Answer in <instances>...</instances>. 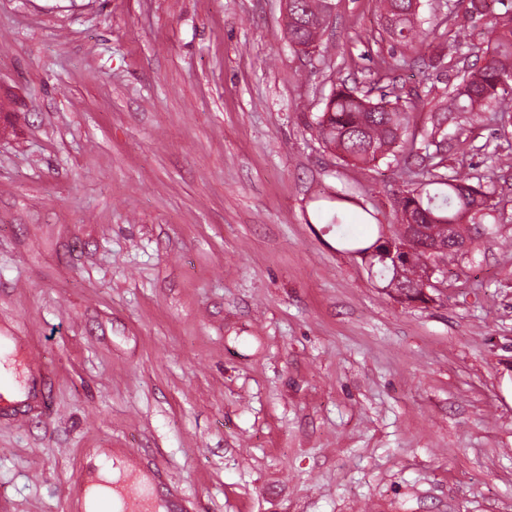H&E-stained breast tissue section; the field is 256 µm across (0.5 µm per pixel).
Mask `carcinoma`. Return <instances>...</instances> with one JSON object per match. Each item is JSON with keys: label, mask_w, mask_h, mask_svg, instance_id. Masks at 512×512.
Listing matches in <instances>:
<instances>
[{"label": "carcinoma", "mask_w": 512, "mask_h": 512, "mask_svg": "<svg viewBox=\"0 0 512 512\" xmlns=\"http://www.w3.org/2000/svg\"><path fill=\"white\" fill-rule=\"evenodd\" d=\"M329 0H288V10L296 22L288 26V41L305 51L323 37V26ZM463 9L450 10L448 39L458 42L465 23L487 16V0H458ZM504 7L502 20H494L488 28V46L484 65L462 77V81L448 94V111L482 112L499 102L501 93L512 88V0H499ZM387 20L389 35L406 45H424L426 30L420 28L421 0H380ZM418 110L415 100L405 103L389 100V93L371 101L340 86L329 96L323 111L317 116V128L325 145L341 158L359 164L376 163L395 155L406 143L410 114ZM438 164L432 163L422 171L421 179L406 195L416 198L420 208L412 211L413 223H401L393 232L396 239L408 236L417 239V247L408 259L375 260L376 278L389 283L398 279V285L417 295L422 279L431 265L445 267L458 260L451 247L433 252L430 242L461 235L452 225L466 215H477L491 208L492 191L481 183H473L469 173L456 171L436 174Z\"/></svg>", "instance_id": "carcinoma-1"}]
</instances>
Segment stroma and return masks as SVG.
<instances>
[{"label":"stroma","instance_id":"1","mask_svg":"<svg viewBox=\"0 0 512 512\" xmlns=\"http://www.w3.org/2000/svg\"><path fill=\"white\" fill-rule=\"evenodd\" d=\"M334 3L303 54L282 0H0V388H31L0 512H76L98 457L137 480L127 448L169 512H512V94L444 111L485 22L422 51ZM380 81L414 146L344 162L315 119ZM432 157L498 232L402 303L339 237L389 232Z\"/></svg>","mask_w":512,"mask_h":512}]
</instances>
